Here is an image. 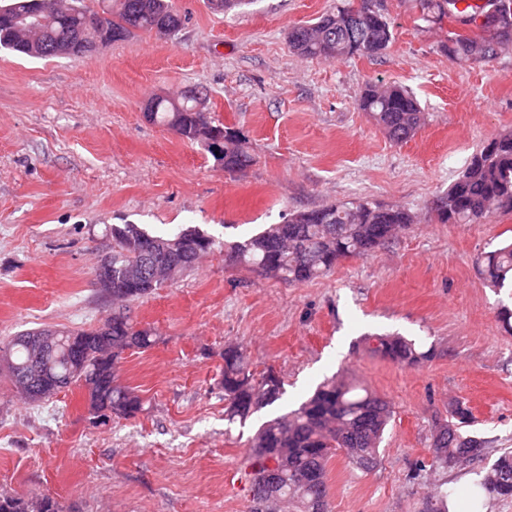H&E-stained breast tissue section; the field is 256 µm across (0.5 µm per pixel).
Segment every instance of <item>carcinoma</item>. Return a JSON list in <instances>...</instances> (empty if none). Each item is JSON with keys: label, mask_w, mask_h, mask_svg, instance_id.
Returning <instances> with one entry per match:
<instances>
[{"label": "carcinoma", "mask_w": 512, "mask_h": 512, "mask_svg": "<svg viewBox=\"0 0 512 512\" xmlns=\"http://www.w3.org/2000/svg\"><path fill=\"white\" fill-rule=\"evenodd\" d=\"M420 19L442 24L457 21L467 30L448 33V53L463 60L493 59L498 50L512 43V0H415ZM99 9L84 0H7L0 5V49L28 57L57 56L67 45L75 57L90 54L97 44L83 32L84 14H107L106 40H123L133 34L127 28L131 16L140 19V30L168 36L183 20L169 0H98ZM392 41V22L387 11H371L363 0H345L342 7L318 21L297 25L288 32L291 50L306 58L342 61L375 57ZM150 121L192 141L204 142L212 135L224 137L222 165L228 172L241 171L254 162L246 136L239 130L217 124L197 110L196 100L156 97ZM359 107L370 114L391 141L402 143L414 136L424 121L418 101L395 84L369 85ZM442 224H478L495 212H512V133L489 140L471 156L448 192L436 204ZM413 223L409 211L383 207L367 200L331 204L301 211L284 224H271L261 233L227 245L235 264L290 285H300L329 273L347 257H364L384 247L397 233ZM112 328L59 331L55 348L47 354L52 362L54 387L26 385L18 375L30 371L34 360L28 339L36 329L0 340V355L7 357L11 382L18 393L32 402L47 401L72 385L94 388L90 412L102 417L105 410L120 418L135 416L142 409L140 397L119 382L118 364L130 349H147L154 343L152 330L139 328L127 314V304L151 295L193 268L216 247V241L195 227L153 233L139 224H113ZM481 275L496 291L508 289L512 299V240L478 258ZM374 351L406 367L431 357L422 343L404 336H380ZM224 420L244 423L251 413L280 400L281 379L271 373L256 379L244 353L237 347L224 350ZM392 419L389 403L374 391L345 378L321 383L297 408L277 415L261 426L249 441L252 500L248 512H329V463L343 455L357 469L369 471L380 462V448ZM467 407L457 405L451 420L438 427L432 441L435 469H454L484 459L486 442L468 434ZM280 474V489L264 497L268 464ZM454 491H434L426 497L428 512H449L448 498ZM512 499V451L503 452L480 474L467 493L465 512H483L485 498ZM0 512H64L56 499L35 494L26 499L0 494Z\"/></svg>", "instance_id": "carcinoma-1"}]
</instances>
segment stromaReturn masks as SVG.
<instances>
[{
    "label": "stroma",
    "instance_id": "35a3bbf8",
    "mask_svg": "<svg viewBox=\"0 0 512 512\" xmlns=\"http://www.w3.org/2000/svg\"><path fill=\"white\" fill-rule=\"evenodd\" d=\"M343 0H254L238 12L171 0L173 35L139 31L89 56L0 51V339L52 326L88 330L112 305L94 284L109 224L201 228L217 241L201 264L131 302L154 345L126 351L120 378L143 401L96 423L80 388L34 405L0 370V493L48 494L67 512H247L248 440L334 375L386 398L381 461L365 472L336 456L330 512H421L423 483L467 489L512 448V335L476 257L512 237V213L443 224L436 200L485 141L512 132V48L488 61L441 49L444 27L415 0H388L384 53L328 62L294 53L292 26ZM407 88L425 122L391 142L358 108L365 88ZM190 86L215 122L241 130L254 163L225 172L199 144L148 122L146 104ZM366 199L414 222L384 248L291 287L228 262L223 245L291 214ZM400 334L433 355L404 367L373 354ZM242 345L282 399L245 424L224 420V349ZM488 443L482 462L430 468L433 433L457 404Z\"/></svg>",
    "mask_w": 512,
    "mask_h": 512
}]
</instances>
